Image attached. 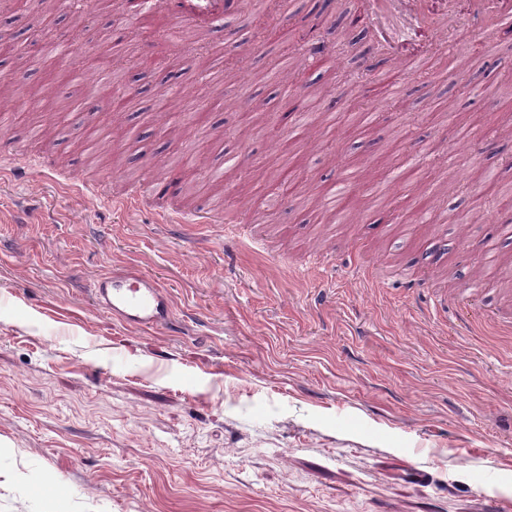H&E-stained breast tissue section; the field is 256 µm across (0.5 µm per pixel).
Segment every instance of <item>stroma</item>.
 Instances as JSON below:
<instances>
[{
	"mask_svg": "<svg viewBox=\"0 0 512 512\" xmlns=\"http://www.w3.org/2000/svg\"><path fill=\"white\" fill-rule=\"evenodd\" d=\"M0 46L44 37L90 61L85 100L37 134L38 77L0 94V512H489L512 503V288L484 244L512 255L502 224L512 196L475 214L467 177L490 171L512 188V23L476 39L466 15L459 51H439L421 80L367 38L366 0H288L283 18L231 6L207 33L213 51L243 47L235 78L204 74L212 53L172 35L161 15L116 26L113 12L68 7L51 25L30 0H6ZM315 31L331 61H292L288 34ZM131 43L145 137L136 165L102 166L82 150L99 136L107 39ZM486 66L463 62L481 42ZM179 115L156 109L162 82ZM321 110L358 102L379 112L367 133L350 121L289 140L285 113L309 92ZM226 96L231 111L197 114ZM427 157L395 182L406 155ZM45 156L28 180L20 152ZM362 159L350 220L321 223L311 198ZM155 181L170 209L252 203V236L225 253L207 224H160L152 207L124 211L92 197ZM233 165L248 175L222 196L209 187ZM295 170L297 188L270 205L268 181ZM431 223H412L420 206ZM134 267L170 297L174 324L128 327L101 311L90 281Z\"/></svg>",
	"mask_w": 512,
	"mask_h": 512,
	"instance_id": "obj_1",
	"label": "stroma"
}]
</instances>
